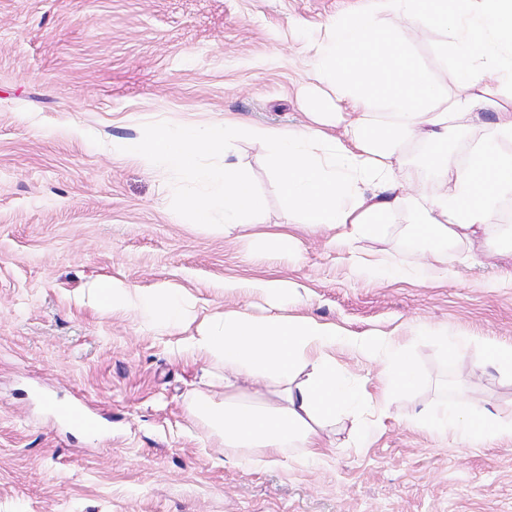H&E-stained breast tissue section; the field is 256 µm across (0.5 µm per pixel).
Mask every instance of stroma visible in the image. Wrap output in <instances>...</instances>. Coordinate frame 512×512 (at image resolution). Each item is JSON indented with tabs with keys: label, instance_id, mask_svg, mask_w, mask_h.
<instances>
[{
	"label": "stroma",
	"instance_id": "1",
	"mask_svg": "<svg viewBox=\"0 0 512 512\" xmlns=\"http://www.w3.org/2000/svg\"><path fill=\"white\" fill-rule=\"evenodd\" d=\"M368 0H0V512H512V442L456 446L415 425L423 408L474 395L512 409V381L480 370L482 339L512 344V252L472 239L474 266L437 284L355 274L350 252L418 250L392 235L338 248L286 215L268 148L234 159L267 202L227 238L180 208L181 175L114 158L113 140L224 117L299 128L321 84L310 46L328 18ZM435 30L408 35L441 90L456 69ZM287 225L296 251L255 234ZM185 290L179 327L102 311L94 285ZM280 279L283 314L339 333L389 334L416 368L383 406L340 412L333 448L291 449L254 470L191 416L224 399V365L184 347L205 317L264 313L251 283ZM447 337L435 336V329ZM472 338L466 355L447 340ZM343 387L377 392L379 364L337 350ZM84 401L94 435L47 401Z\"/></svg>",
	"mask_w": 512,
	"mask_h": 512
}]
</instances>
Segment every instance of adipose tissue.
<instances>
[{"mask_svg":"<svg viewBox=\"0 0 512 512\" xmlns=\"http://www.w3.org/2000/svg\"><path fill=\"white\" fill-rule=\"evenodd\" d=\"M390 16L408 29L442 33L444 51L459 66L454 92L441 95L408 45L386 28ZM311 59L346 112L343 138L324 131L317 118L298 129L228 118L157 127L139 140L113 141L112 153L188 174L192 185L181 201L191 223L229 236L260 223L266 202L236 163L214 170L200 160L231 152L238 141H256L273 153L285 213L331 232L336 244L377 236L395 213L409 211L414 219L404 232L427 246L428 255L400 268V275L435 282L447 278L449 263L466 266L467 242L489 235L501 201L512 197V111L494 98L512 90V0H374L371 8L330 19ZM488 108L497 114L492 135L472 144L468 161H455L448 150L449 120L474 122ZM416 138L430 149L406 173L397 159ZM452 246L457 253L450 260ZM95 291L103 309L159 317L170 326L185 323L194 308L191 295L145 292L111 278L98 280ZM339 347L369 359L389 351L380 369L386 390L412 385L414 368L389 336L340 337L335 326L310 317L227 311L205 320L188 345L192 356L223 361L224 400L196 395L190 412L225 450L255 468L277 462L291 448L321 456L326 428L350 400L336 375ZM245 377L273 388L274 401L243 402L237 389ZM416 424L461 445L512 441V414L474 401L454 411L444 403L428 407Z\"/></svg>","mask_w":512,"mask_h":512,"instance_id":"adipose-tissue-1","label":"adipose tissue"}]
</instances>
